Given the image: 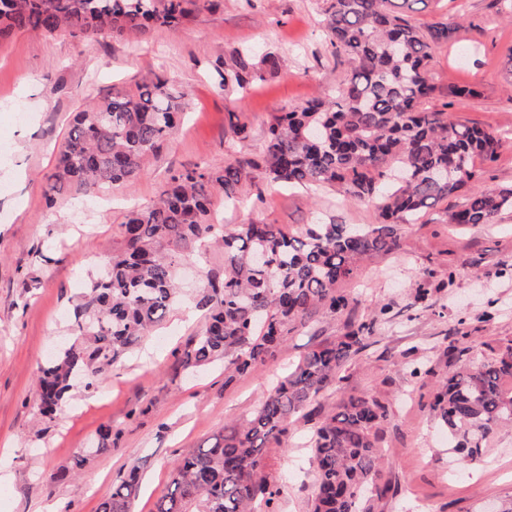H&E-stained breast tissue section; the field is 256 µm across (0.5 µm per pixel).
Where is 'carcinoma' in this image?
I'll use <instances>...</instances> for the list:
<instances>
[{
    "instance_id": "obj_1",
    "label": "carcinoma",
    "mask_w": 512,
    "mask_h": 512,
    "mask_svg": "<svg viewBox=\"0 0 512 512\" xmlns=\"http://www.w3.org/2000/svg\"><path fill=\"white\" fill-rule=\"evenodd\" d=\"M207 0H0V43L15 33L81 32L90 39L144 34L184 25ZM429 0H329L327 36L346 57L349 71L331 93L282 113L270 124L258 158L217 169L196 166L170 176L151 205L130 211L121 223L123 246L90 281L73 307L76 341L50 357L37 378L38 411L52 419L80 373L93 388L137 341L161 325L177 297L174 269L189 242L224 248V274L208 275L197 305L208 313L204 331L187 342L184 367L224 361V384L283 345L285 336L314 312L347 310L338 284L367 258L399 247L396 225L436 211L447 224H495L512 210V188L486 190L475 159H495L502 137L443 112H427L434 93L432 45L455 38L458 25L437 21L427 30L410 14ZM222 87L244 92L279 59L236 51L223 63ZM188 93L158 78L137 92L115 90L96 97L74 117L55 171L47 180V205L73 187L91 196L102 187L128 186L160 149L185 109ZM261 178L291 185L332 187L373 206L382 223L371 226L309 224L293 232L278 224L226 228L207 217L216 193L234 198L243 181ZM429 272L413 289L414 304L430 307ZM391 308L380 306L361 322L350 321L335 339L308 351L242 423H227L205 447L175 463V477L155 512H266L283 487L261 475L264 450L281 443L294 423L313 430L316 482L310 512H373L391 485L382 482L377 436L387 407L363 394L335 409L311 405L323 392L340 391L348 362L369 346ZM457 439L469 463L481 459L488 438L512 424V344L472 369L445 373L423 402ZM139 466L99 506L98 512H130Z\"/></svg>"
}]
</instances>
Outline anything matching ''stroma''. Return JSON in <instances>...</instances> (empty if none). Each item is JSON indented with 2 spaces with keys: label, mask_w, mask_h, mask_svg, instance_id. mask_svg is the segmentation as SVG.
I'll use <instances>...</instances> for the list:
<instances>
[{
  "label": "stroma",
  "mask_w": 512,
  "mask_h": 512,
  "mask_svg": "<svg viewBox=\"0 0 512 512\" xmlns=\"http://www.w3.org/2000/svg\"><path fill=\"white\" fill-rule=\"evenodd\" d=\"M329 0H210L191 21L144 36L91 41L80 34L16 33L0 44V512H97L131 465L142 478L131 512H154L173 477L175 460L208 444L224 424L249 418L272 382L314 346L341 335L349 321L365 320L380 305L390 318L369 347L346 367L342 393H325L329 410L341 395L368 394L385 401L389 417L378 437L383 478L395 489L376 512H482L486 501L512 505V427L495 432L478 464L467 465L447 431L420 397L436 376L412 377L407 349L439 369L482 363L490 350L512 341V214L499 223L457 227L436 212L398 227L396 253L364 262L341 291L355 303L344 313H313L287 337L275 357L224 381L217 364L197 371L181 364L184 346L206 324L195 296L207 275L224 272L223 250L185 248L190 265L178 269L180 302L163 324L134 345L91 391L74 388L52 420L37 410L40 366L70 340L72 309L88 275L109 249L120 246L128 209L152 204L171 174L194 165L216 168L256 157L273 117L335 87L346 70L324 36ZM465 19H458V10ZM412 20L420 27L460 21L454 41L434 48L436 87L426 111L443 110L448 90L476 92L461 119L503 137L495 162L483 165L481 187L512 186V81L503 57L512 46V19L503 0H430ZM271 53L281 65L264 72L244 93L220 86L217 69L229 54ZM162 76L186 90L185 118L148 158L127 188L88 197L68 190L47 207L44 189L61 143L89 92L135 90ZM248 125L238 140L230 114ZM218 224H279L292 231L323 220L377 223L374 207L326 187L243 182L234 200L215 195ZM433 272V308L415 306L412 285ZM110 450L96 451L102 429ZM308 427L297 422L288 439L268 445L263 472L288 492L276 512H308L314 471ZM95 454L81 469L73 462Z\"/></svg>",
  "instance_id": "35a3bbf8"
}]
</instances>
